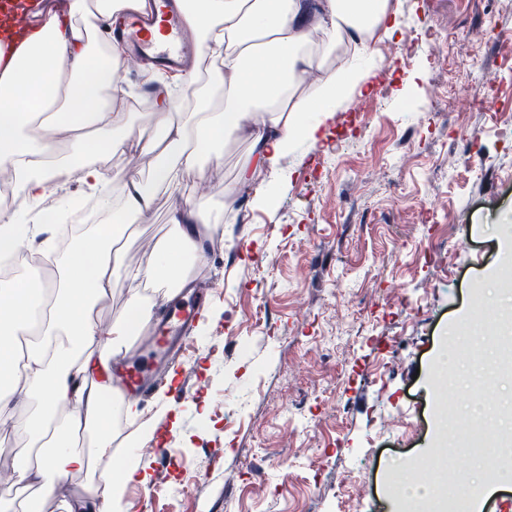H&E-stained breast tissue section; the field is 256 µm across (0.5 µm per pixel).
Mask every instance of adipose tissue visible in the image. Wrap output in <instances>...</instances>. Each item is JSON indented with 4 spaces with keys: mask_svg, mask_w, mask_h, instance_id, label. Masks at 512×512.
<instances>
[{
    "mask_svg": "<svg viewBox=\"0 0 512 512\" xmlns=\"http://www.w3.org/2000/svg\"><path fill=\"white\" fill-rule=\"evenodd\" d=\"M141 0H67L12 53L0 51V169L20 184V209L0 210V258L24 241L49 233L54 218L47 199H64L68 185L89 195H113L115 220L93 225L62 260L53 282L28 268L0 279V422L25 412L29 451L16 455V483L52 488L62 471L80 472L112 459V354L134 324L147 322L152 305L131 294L124 314L101 323L97 303L117 277L130 285L164 275L182 279L183 259L204 256L208 215L180 204L178 171L203 176L205 162L219 163L226 135L243 134L253 148L240 177L277 173L297 140H319L339 106L364 80L360 67L342 65L310 81L320 64L307 35L318 30L330 44L347 41L363 58L371 40L402 33L391 0H189L186 21L216 66L210 78L224 96L185 111L168 84L155 85L154 131L136 128L128 113L107 108L124 99L121 45L106 39L115 14ZM309 93H301L302 85ZM67 144L71 160L59 162ZM137 150L151 160V177L135 170L109 175L90 161L103 149ZM172 201L171 233L155 246L150 265L125 266L117 246L131 226L147 222L159 194ZM93 436L90 452L71 443Z\"/></svg>",
    "mask_w": 512,
    "mask_h": 512,
    "instance_id": "adipose-tissue-1",
    "label": "adipose tissue"
}]
</instances>
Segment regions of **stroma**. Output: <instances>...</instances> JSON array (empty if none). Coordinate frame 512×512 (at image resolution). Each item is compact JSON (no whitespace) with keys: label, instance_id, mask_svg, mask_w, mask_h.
<instances>
[{"label":"stroma","instance_id":"1","mask_svg":"<svg viewBox=\"0 0 512 512\" xmlns=\"http://www.w3.org/2000/svg\"><path fill=\"white\" fill-rule=\"evenodd\" d=\"M413 56L371 46L368 84L318 142L297 143L282 175L232 195L249 144L225 139L205 203L217 241L197 269L216 297L186 354L200 390L143 403L166 440L164 483L120 512H401L393 489L459 457L442 418L472 407L512 431V374L472 384L458 336L498 353L487 329L512 323V0H399ZM454 42V63L430 54ZM121 106L154 125L141 72L122 70ZM168 196L121 241L146 265L170 232ZM360 495L346 499L354 478Z\"/></svg>","mask_w":512,"mask_h":512}]
</instances>
